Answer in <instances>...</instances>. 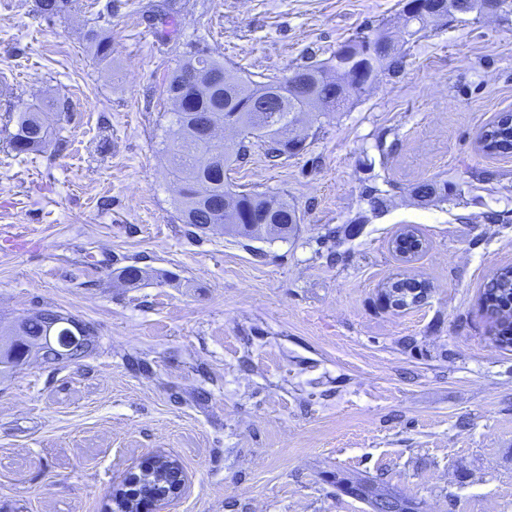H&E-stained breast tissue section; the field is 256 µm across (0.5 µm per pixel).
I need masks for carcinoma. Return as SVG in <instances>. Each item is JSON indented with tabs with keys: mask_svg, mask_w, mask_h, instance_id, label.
Returning a JSON list of instances; mask_svg holds the SVG:
<instances>
[{
	"mask_svg": "<svg viewBox=\"0 0 512 512\" xmlns=\"http://www.w3.org/2000/svg\"><path fill=\"white\" fill-rule=\"evenodd\" d=\"M71 0H39V11L46 18L54 17L69 8ZM355 60L350 69L324 76L326 64L302 65L296 72L302 74L303 86L287 83V78L254 81L224 67V60L216 58L205 48L197 49L172 71L167 84L172 112L163 129L164 142L171 154V173L180 184V212L183 223L198 231L224 223V196L234 194L239 223L228 225V230L247 240L268 237L286 239L294 232L301 218L296 207L276 195L242 189L226 179V172L244 162L255 147L263 149L272 161L297 155L289 141L276 138L273 126L283 129L297 126L310 128L316 112L330 111L329 102H349L369 92L372 70H395L402 58V48L393 55L364 58L367 51L365 37L357 36L345 43ZM276 90L280 105L275 112H257L250 103L266 92ZM245 129L235 145L226 150L206 137L213 126H222L229 118ZM16 122V131L9 133V144L18 154L42 152L50 143L51 124L47 113L27 109L16 114L7 112L6 123ZM483 152L488 156L512 154V123L504 115L482 128ZM415 193L431 195L439 201L448 200V183L426 181L412 188ZM420 236L414 228L403 229L393 240L394 252L410 259L418 254ZM386 295L400 289L395 302L399 308L421 302L411 293L426 284L415 279L401 278L386 283ZM479 310L493 332L492 339L502 349L512 348V266L497 269L487 281L480 295ZM38 336L75 338L91 352L95 347L94 328L53 307L39 308L12 328H0V367L12 370L31 358L32 342ZM336 486L345 493L364 501L370 512H376L379 501L386 499L395 512H419V503L384 489L377 490L366 477L336 474ZM166 494L165 485L153 479L139 480L133 495L148 499Z\"/></svg>",
	"mask_w": 512,
	"mask_h": 512,
	"instance_id": "obj_1",
	"label": "carcinoma"
}]
</instances>
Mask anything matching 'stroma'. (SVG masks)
<instances>
[{"mask_svg":"<svg viewBox=\"0 0 512 512\" xmlns=\"http://www.w3.org/2000/svg\"><path fill=\"white\" fill-rule=\"evenodd\" d=\"M158 2L73 0L47 20L0 0V116L48 104L53 130L18 156L0 129V325L50 306L97 334L80 362L0 375V512H107L160 453L185 475L164 512H368L338 471L420 512H512V348L478 309L512 264V156L476 145L512 111V10L431 26L399 71L320 114L299 155L257 150L229 172L301 217L249 243L180 220L168 75L206 45L252 78L286 76L399 31L405 0H177L167 40ZM424 181L447 182V202L414 199ZM408 226L426 246L406 262L391 243ZM131 264L150 273L134 288L118 277ZM397 276L425 299L383 307Z\"/></svg>","mask_w":512,"mask_h":512,"instance_id":"1","label":"stroma"}]
</instances>
